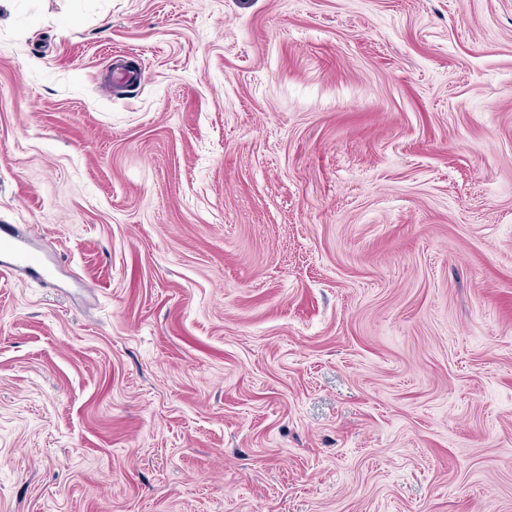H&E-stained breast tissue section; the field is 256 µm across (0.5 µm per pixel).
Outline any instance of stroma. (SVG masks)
<instances>
[{"mask_svg":"<svg viewBox=\"0 0 512 512\" xmlns=\"http://www.w3.org/2000/svg\"><path fill=\"white\" fill-rule=\"evenodd\" d=\"M0 512H512V0H0ZM36 234L31 226L22 233L13 224L0 225V249L8 256V261L1 264V274L22 270L45 278L46 260L29 247L30 237Z\"/></svg>","mask_w":512,"mask_h":512,"instance_id":"1","label":"stroma"}]
</instances>
